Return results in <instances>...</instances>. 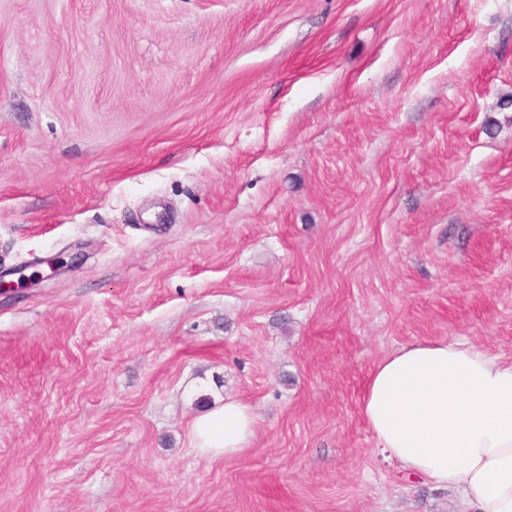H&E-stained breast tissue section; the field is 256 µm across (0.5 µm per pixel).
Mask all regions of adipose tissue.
I'll use <instances>...</instances> for the list:
<instances>
[{"mask_svg":"<svg viewBox=\"0 0 512 512\" xmlns=\"http://www.w3.org/2000/svg\"><path fill=\"white\" fill-rule=\"evenodd\" d=\"M360 411L379 448L407 474L454 490L461 512H512V360L465 341H420L372 368ZM255 431L238 401L197 416L193 446L243 452Z\"/></svg>","mask_w":512,"mask_h":512,"instance_id":"adipose-tissue-1","label":"adipose tissue"}]
</instances>
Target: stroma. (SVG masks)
<instances>
[{
	"label": "stroma",
	"mask_w": 512,
	"mask_h": 512,
	"mask_svg": "<svg viewBox=\"0 0 512 512\" xmlns=\"http://www.w3.org/2000/svg\"><path fill=\"white\" fill-rule=\"evenodd\" d=\"M19 268L0 512H459L360 398L417 341L512 358V0H0ZM255 431L250 409L238 401L197 416L192 425L193 447L209 456H232L243 452Z\"/></svg>",
	"instance_id": "1"
}]
</instances>
